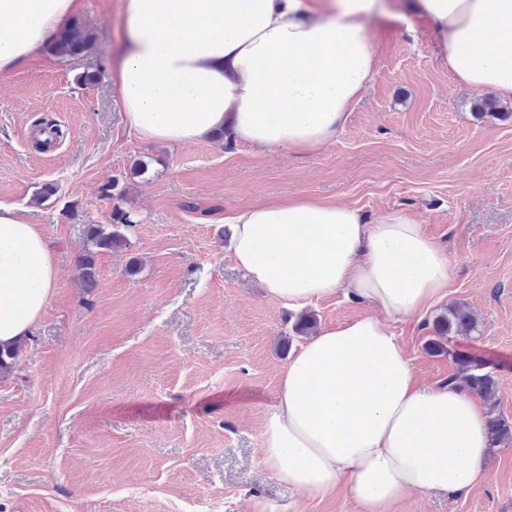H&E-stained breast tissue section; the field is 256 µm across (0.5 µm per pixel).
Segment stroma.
<instances>
[{
  "instance_id": "stroma-1",
  "label": "stroma",
  "mask_w": 512,
  "mask_h": 512,
  "mask_svg": "<svg viewBox=\"0 0 512 512\" xmlns=\"http://www.w3.org/2000/svg\"><path fill=\"white\" fill-rule=\"evenodd\" d=\"M392 3L368 26V92L312 156L212 139L168 148L129 131L109 79L123 0H82L72 24L99 37L80 58L48 45L0 74V202L28 207L58 271L0 375V512H358L345 491L307 496L260 461L263 414L301 338L297 313L231 258L226 219L253 203L413 216L453 263L445 299L392 326L417 382L446 383L457 357L482 360L497 381L492 413L512 422V118H475L479 96L441 63L429 22L412 0ZM140 159L146 178H129ZM114 180L138 222L98 256L86 289L84 228L110 223ZM49 183L56 194L41 198ZM450 305L481 332L436 357L426 344ZM309 311L323 329L370 309L336 294ZM483 467L468 495L411 492L391 512H512V442L488 448Z\"/></svg>"
}]
</instances>
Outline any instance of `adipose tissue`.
I'll return each mask as SVG.
<instances>
[{"instance_id": "obj_1", "label": "adipose tissue", "mask_w": 512, "mask_h": 512, "mask_svg": "<svg viewBox=\"0 0 512 512\" xmlns=\"http://www.w3.org/2000/svg\"><path fill=\"white\" fill-rule=\"evenodd\" d=\"M80 0H0V73L54 41ZM460 85L512 102V0H417ZM385 0H124L110 80L127 126L181 146L234 140L312 155L347 126L377 70L368 19ZM236 266L291 309L335 294L369 315L291 355L261 428V461L294 490L345 488L360 512L412 491L459 497L486 479L488 416L455 384L421 388L390 324L445 297L451 261L395 211L297 197L230 219ZM57 270L26 208L0 202V347L28 336Z\"/></svg>"}]
</instances>
